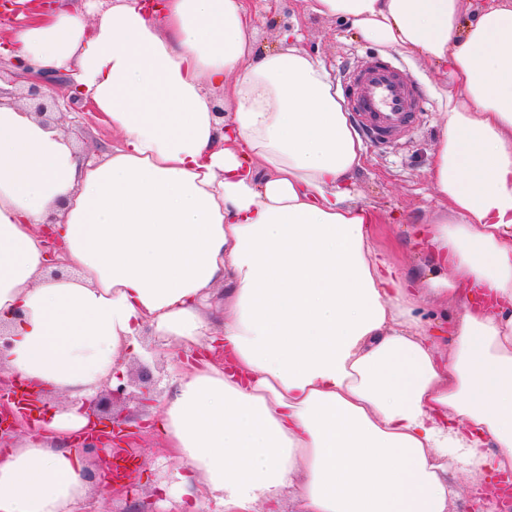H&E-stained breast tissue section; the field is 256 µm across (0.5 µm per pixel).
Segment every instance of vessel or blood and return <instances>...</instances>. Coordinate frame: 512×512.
I'll list each match as a JSON object with an SVG mask.
<instances>
[{
    "label": "vessel or blood",
    "instance_id": "vessel-or-blood-1",
    "mask_svg": "<svg viewBox=\"0 0 512 512\" xmlns=\"http://www.w3.org/2000/svg\"><path fill=\"white\" fill-rule=\"evenodd\" d=\"M352 120L362 136L385 145L407 136L418 118L419 94L390 61L371 55L342 76Z\"/></svg>",
    "mask_w": 512,
    "mask_h": 512
}]
</instances>
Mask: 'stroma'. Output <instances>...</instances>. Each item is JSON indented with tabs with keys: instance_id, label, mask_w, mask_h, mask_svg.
I'll use <instances>...</instances> for the list:
<instances>
[{
	"instance_id": "35a3bbf8",
	"label": "stroma",
	"mask_w": 512,
	"mask_h": 512,
	"mask_svg": "<svg viewBox=\"0 0 512 512\" xmlns=\"http://www.w3.org/2000/svg\"><path fill=\"white\" fill-rule=\"evenodd\" d=\"M249 8L256 50L276 49L285 34L300 31L303 48L324 61L331 80H338L345 64L367 54L390 57L410 80L425 88L447 80L446 75L426 64L410 62L395 50L364 41L348 23L312 12L309 0H249ZM67 124L86 157L101 158L111 152L116 142L110 126L85 120L80 107L71 109ZM441 124L437 101L428 99L419 127L399 143L384 148L367 145L365 162L352 177L356 201L375 207L383 219L375 227L379 251L391 258L402 276L410 279L425 276L427 245L420 229L433 222L439 212L431 171ZM139 341V349L127 354L124 371L134 372L141 361L149 364L157 379L156 392L165 396L171 389L172 366L183 348L158 339L148 329L142 330ZM136 451L142 474L135 481L132 494L112 496L106 480L92 479L86 497L88 512H135L142 501L152 497L158 485L166 491L160 503L162 512L184 503V489L176 478L184 467L162 436H142Z\"/></svg>"
}]
</instances>
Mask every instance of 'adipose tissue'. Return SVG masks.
Returning <instances> with one entry per match:
<instances>
[{"mask_svg": "<svg viewBox=\"0 0 512 512\" xmlns=\"http://www.w3.org/2000/svg\"><path fill=\"white\" fill-rule=\"evenodd\" d=\"M368 41L447 69L426 285L374 245L347 182L363 142L323 62L255 51L247 0H56L9 56L65 74L118 137L84 160L62 128L0 100V368L69 408L0 456V512H69L65 440L142 328L223 367H182L159 429L215 512H450L458 457L512 468V0H312ZM232 103L228 122L216 96ZM50 225L69 270L53 275ZM224 285L231 313L201 312ZM460 298L449 353L414 314Z\"/></svg>", "mask_w": 512, "mask_h": 512, "instance_id": "adipose-tissue-1", "label": "adipose tissue"}]
</instances>
